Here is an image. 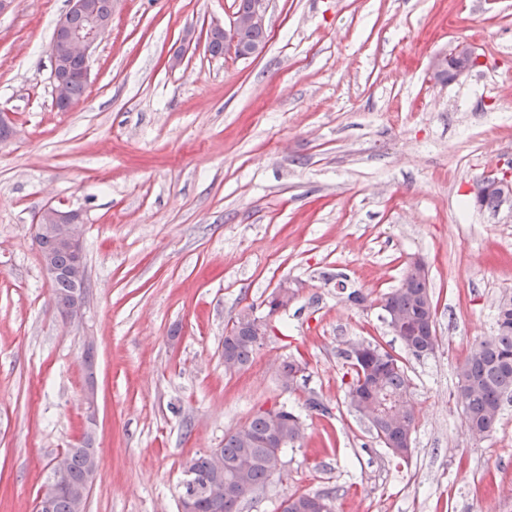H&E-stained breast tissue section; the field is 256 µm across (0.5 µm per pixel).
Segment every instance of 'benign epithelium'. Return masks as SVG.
I'll return each mask as SVG.
<instances>
[{
	"mask_svg": "<svg viewBox=\"0 0 512 512\" xmlns=\"http://www.w3.org/2000/svg\"><path fill=\"white\" fill-rule=\"evenodd\" d=\"M270 0H245V5L234 13L230 23L219 30L224 36V53L238 58H247L260 53V49L247 50L241 39L243 30L250 27H265ZM78 14L84 18L80 28H74L69 18ZM111 19L100 16L89 0H69L68 11L59 19L50 42L49 54L53 69L55 101L67 102L68 83L75 77L86 83L90 75V57L95 48L101 29L110 25ZM482 65L481 56L467 44L458 45L451 55H438L431 63L433 71L448 70V78L459 75ZM501 189V207L512 215V170L503 166L483 175L473 182L469 192L478 199L491 187ZM34 239L38 247L40 262L50 280L63 274L76 285V291L68 304L59 309L62 321L78 325L83 321L86 308V270L83 248V224L80 213L70 209L65 202L47 205L33 221ZM64 250L72 256V262L65 270L53 262L52 250ZM68 465L66 453L59 454L53 463L54 474L39 495L40 512H52V500L59 490V475Z\"/></svg>",
	"mask_w": 512,
	"mask_h": 512,
	"instance_id": "1",
	"label": "benign epithelium"
}]
</instances>
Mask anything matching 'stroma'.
<instances>
[{
    "instance_id": "35a3bbf8",
    "label": "stroma",
    "mask_w": 512,
    "mask_h": 512,
    "mask_svg": "<svg viewBox=\"0 0 512 512\" xmlns=\"http://www.w3.org/2000/svg\"><path fill=\"white\" fill-rule=\"evenodd\" d=\"M69 0L0 12V512H35L79 444L94 385L100 467L87 512H178L187 462L261 406L304 414L280 478L241 512L330 491L336 512H512V402L473 442L453 399L471 344L512 296V216L469 186L512 152V0H271L262 52L213 56L234 0H112L84 97L54 100L49 44ZM467 43L484 66L437 81ZM182 65L169 69L175 49ZM82 212L87 305L64 324L31 222ZM436 306L433 354L406 351L375 300L414 259ZM373 305L347 303L338 275ZM297 289L252 363L224 369L240 309ZM94 341V363L83 350ZM407 367L416 428L393 459L344 401L350 343ZM303 356L292 388L279 362ZM316 395L332 408L308 415Z\"/></svg>"
}]
</instances>
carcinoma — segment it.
Returning a JSON list of instances; mask_svg holds the SVG:
<instances>
[{"label":"carcinoma","instance_id":"obj_1","mask_svg":"<svg viewBox=\"0 0 512 512\" xmlns=\"http://www.w3.org/2000/svg\"><path fill=\"white\" fill-rule=\"evenodd\" d=\"M54 301L58 304L70 299L75 285L67 278L52 283ZM386 308L402 314L409 322L407 334L399 340L408 350L436 348V307L429 289L427 272L422 266H409L397 288L384 294ZM369 351L353 362L351 380L347 383L345 400L349 408L362 415V406L372 395L382 403V413L372 423L374 432L386 434L384 447L395 458L407 461L412 455V446L406 444V434L400 431L398 423L406 430L415 429V413L410 411L399 417L387 412L391 401L407 395L411 383L403 362L377 343H368ZM258 348L254 342L251 321L236 318L224 335V357L229 363L225 370H241L254 358ZM303 359L287 358L279 367L283 386L292 388L296 372L306 369ZM512 398V297L502 300L496 310L495 333L474 343L468 350L457 371L455 402L463 404L466 410L464 424L474 440L490 436L499 422L502 403ZM297 414L287 405L278 407L277 419L258 410L243 425L224 435V470L216 473L206 454L193 456L188 465L209 482L218 481L224 485V508L204 498L197 502L198 512H239L241 503L254 491L264 488L279 471L272 463L270 450L261 447V441L273 432L288 439L293 447L305 437L304 425L294 422ZM69 466L59 480L67 491L54 501L53 512H86L87 500L80 499L76 492L91 491L88 485L90 467L98 449L93 440L82 442L78 448L66 450Z\"/></svg>","mask_w":512,"mask_h":512}]
</instances>
